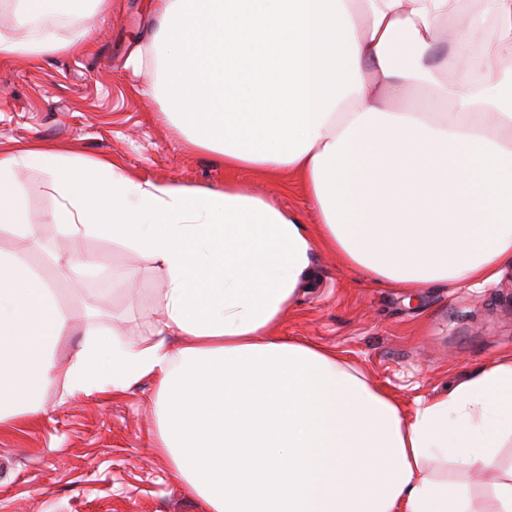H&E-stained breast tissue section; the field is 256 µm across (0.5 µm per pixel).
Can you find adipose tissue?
Here are the masks:
<instances>
[{
    "label": "adipose tissue",
    "instance_id": "obj_1",
    "mask_svg": "<svg viewBox=\"0 0 512 512\" xmlns=\"http://www.w3.org/2000/svg\"><path fill=\"white\" fill-rule=\"evenodd\" d=\"M108 0H10L0 59L76 50L51 22ZM150 55L164 118L227 167L285 171L321 217L235 183H140L112 160L0 150V228L38 246L17 173L56 193L61 233L147 254L162 272L154 341L87 331L66 369L71 316L54 282L0 249V426L69 396L151 379L153 446L207 512H477L453 464L491 468L489 512H512V357L402 416L336 352L276 336L317 245L381 285L490 282L512 267V0H158ZM335 40L339 88L321 92ZM425 85L441 112L401 108ZM179 336L170 344L169 336Z\"/></svg>",
    "mask_w": 512,
    "mask_h": 512
}]
</instances>
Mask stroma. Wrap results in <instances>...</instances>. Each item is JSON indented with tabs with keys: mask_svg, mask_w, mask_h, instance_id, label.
I'll use <instances>...</instances> for the list:
<instances>
[{
	"mask_svg": "<svg viewBox=\"0 0 512 512\" xmlns=\"http://www.w3.org/2000/svg\"><path fill=\"white\" fill-rule=\"evenodd\" d=\"M155 6L156 0H111L107 10L82 19L88 36L81 50L0 60V149L19 151L38 140L72 157L111 159L138 182L220 189L232 181L269 195L315 228L320 217L296 180L227 169L220 156L190 149L164 120L160 101L146 91L152 72L134 76L129 63L154 32ZM26 209L40 227L33 259L73 317L60 363L90 327L115 324L123 341L151 342L145 314L162 288L155 263L109 238L87 237L74 249L93 259L92 278L76 287L70 272L49 261L65 247L54 191L30 193ZM277 333L336 350L409 412L512 355V268L491 283L416 294L380 286L320 247L313 278ZM154 392L145 379L120 394L71 399L63 380L53 382L45 413L0 427V512H206L152 447Z\"/></svg>",
	"mask_w": 512,
	"mask_h": 512,
	"instance_id": "stroma-1",
	"label": "stroma"
}]
</instances>
